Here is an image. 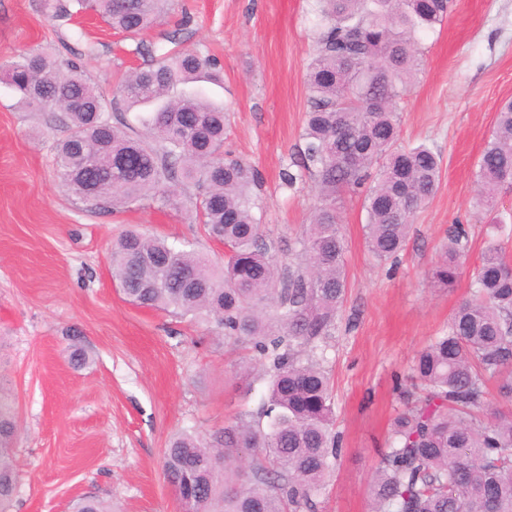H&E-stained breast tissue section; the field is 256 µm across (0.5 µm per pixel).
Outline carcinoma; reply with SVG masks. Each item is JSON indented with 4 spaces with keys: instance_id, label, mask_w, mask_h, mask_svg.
Here are the masks:
<instances>
[{
    "instance_id": "1",
    "label": "carcinoma",
    "mask_w": 512,
    "mask_h": 512,
    "mask_svg": "<svg viewBox=\"0 0 512 512\" xmlns=\"http://www.w3.org/2000/svg\"><path fill=\"white\" fill-rule=\"evenodd\" d=\"M449 0H317V49L308 67L310 109L291 188L313 175L318 204L305 225L300 262L278 267L252 212L251 165L224 157V109L196 90L221 81L215 62L196 50L167 53L124 78L119 95H104L74 62L43 49L8 62L10 86L27 106L54 105L66 136L55 169L78 198L99 208L170 200L193 186L192 207L208 235L227 246L217 265L131 229L112 247V275L123 295L146 308L215 322L224 335L255 350L267 383L260 419L240 418L205 439L175 434L164 470L184 512H316V498L342 452L333 429L329 377L316 358L335 328L348 283L336 200L361 194L366 242L379 260L394 258L415 211L435 193L440 159L430 148L398 146L396 101L421 66L416 36L443 23ZM164 0H69L59 16L91 12L112 29L136 36L154 27ZM146 106L132 125L126 111ZM482 201L512 182V100L503 103L478 161ZM460 235L449 238L433 279L457 281ZM512 404V270L488 246L448 328L415 359L421 395L393 419L388 446L369 486L371 512H512V412L477 414L486 382ZM13 403L0 392V512L13 498L16 465L7 439L15 433ZM233 448H251L245 479ZM74 512H112V503L80 499Z\"/></svg>"
}]
</instances>
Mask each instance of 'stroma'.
<instances>
[{"label":"stroma","instance_id":"obj_1","mask_svg":"<svg viewBox=\"0 0 512 512\" xmlns=\"http://www.w3.org/2000/svg\"><path fill=\"white\" fill-rule=\"evenodd\" d=\"M182 46L215 58L221 84L199 88L228 114L226 157L260 175L254 212L278 260L287 261L317 204L313 177L282 185L299 160L317 41L315 0H170L162 24L129 38L97 17H51L45 0H0V66L37 46L66 60L113 98L133 70ZM422 68L397 103L398 144L441 157L435 195L415 215L397 260L377 261L365 243L361 197L343 193L338 214L348 290L323 368L333 385L344 448L317 498V512H370L368 484L399 392L417 354L448 325L489 242L512 260V186L494 212L478 203L476 163L512 98V0H452L436 32L420 37ZM67 133L51 107L19 104L0 69V390L14 402L18 484L8 512H72L84 496L119 512H181L163 469L180 430L211 437L266 395L251 350L211 323L129 303L112 275V242L128 227L214 263L224 248L197 224L188 195L118 210L79 200L54 167ZM466 231L455 287L432 271L455 225ZM88 361L76 366L72 344Z\"/></svg>","mask_w":512,"mask_h":512}]
</instances>
